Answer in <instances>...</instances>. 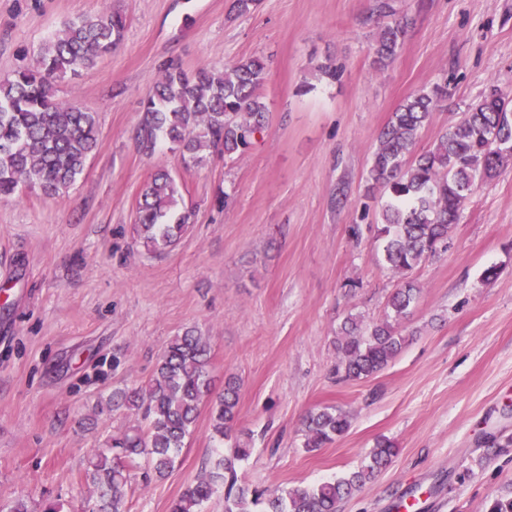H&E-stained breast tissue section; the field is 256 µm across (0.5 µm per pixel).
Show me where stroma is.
Wrapping results in <instances>:
<instances>
[{
    "label": "stroma",
    "mask_w": 512,
    "mask_h": 512,
    "mask_svg": "<svg viewBox=\"0 0 512 512\" xmlns=\"http://www.w3.org/2000/svg\"><path fill=\"white\" fill-rule=\"evenodd\" d=\"M388 2L411 25L378 70L379 0H258L246 15L232 0H0L1 77L30 66L69 19L105 8L128 17L112 54L59 88L98 116L83 174L52 199H0V503L79 512L92 452L139 422L109 396L146 385L189 328L210 340L213 393L226 375L242 380L234 432L252 438L238 468L251 486L346 476L388 439L398 455L338 512H396L405 499L417 512H492L512 500V165L465 201L447 250L410 272L419 292L398 356L366 380L335 373L343 319L381 318L400 281L374 234L385 195L366 192L380 130L404 99L445 85L423 151L473 100L512 90V0ZM249 56L265 60L268 107L250 149L191 168L138 152L141 100L168 60L191 73ZM160 167L179 175L194 217L154 255L133 224ZM221 191L228 207L215 201ZM490 266L498 276L483 281ZM327 405L351 426L306 451L305 419ZM213 444L205 401L175 469L133 475L127 512H169Z\"/></svg>",
    "instance_id": "obj_1"
}]
</instances>
